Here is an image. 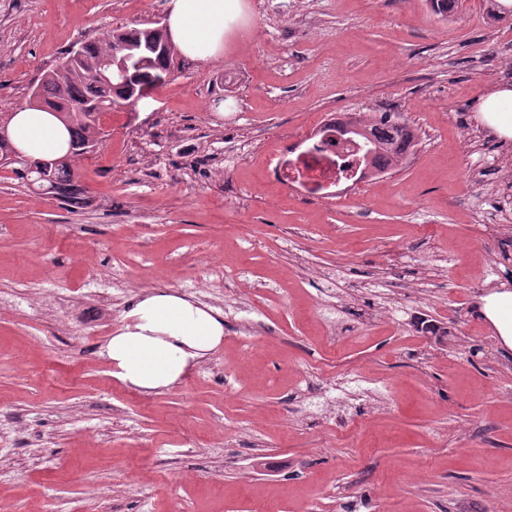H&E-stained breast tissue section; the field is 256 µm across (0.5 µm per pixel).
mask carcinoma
Masks as SVG:
<instances>
[{"mask_svg":"<svg viewBox=\"0 0 512 512\" xmlns=\"http://www.w3.org/2000/svg\"><path fill=\"white\" fill-rule=\"evenodd\" d=\"M163 42L164 35L149 28L119 29L104 40L82 41L78 58L56 64L33 87L38 105L58 113L65 109L72 113L67 120L71 133L69 152L64 161L50 163L48 171V184L59 201L79 207L86 202L75 164L79 157L87 154V143L99 122L82 112L83 107L91 105L99 115L110 113L113 106H132L143 93L165 83L171 75L174 54L161 52ZM121 45L134 54L128 81L97 79L104 62L112 58ZM359 125L362 133L358 137L372 156L371 168H392L405 162L403 151L416 140L415 132L408 125H395L390 134L364 121Z\"/></svg>","mask_w":512,"mask_h":512,"instance_id":"carcinoma-1","label":"carcinoma"}]
</instances>
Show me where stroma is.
Listing matches in <instances>:
<instances>
[{
    "label": "stroma",
    "mask_w": 512,
    "mask_h": 512,
    "mask_svg": "<svg viewBox=\"0 0 512 512\" xmlns=\"http://www.w3.org/2000/svg\"><path fill=\"white\" fill-rule=\"evenodd\" d=\"M168 0H0V116L62 52ZM78 162L87 205L0 174V512H512V16L462 0H246ZM389 112L401 166L322 200L270 160L324 115ZM223 309L224 342L141 395L103 347L143 291ZM479 112L492 132L512 141V88H498L485 94ZM481 300L480 311L495 329L500 346L512 351V291L495 292Z\"/></svg>",
    "instance_id": "1"
}]
</instances>
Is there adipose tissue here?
I'll list each match as a JSON object with an SVG mask.
<instances>
[{"instance_id": "1", "label": "adipose tissue", "mask_w": 512, "mask_h": 512, "mask_svg": "<svg viewBox=\"0 0 512 512\" xmlns=\"http://www.w3.org/2000/svg\"><path fill=\"white\" fill-rule=\"evenodd\" d=\"M168 33L179 53L192 60L216 61L245 24L244 0H169ZM483 122L512 141V88L485 94ZM6 132L13 148L28 160L62 156L69 132L58 116L28 104L14 107ZM481 313L496 331L503 349L512 351V291L483 299ZM126 323L104 346L111 375L126 388L158 394L183 380L224 341L220 309L198 303L167 288L145 292L125 314Z\"/></svg>"}]
</instances>
